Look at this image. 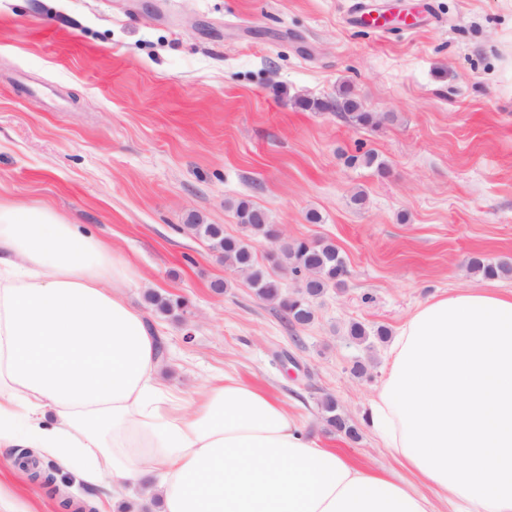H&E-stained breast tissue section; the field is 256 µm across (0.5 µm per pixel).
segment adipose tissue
Wrapping results in <instances>:
<instances>
[{"label":"adipose tissue","mask_w":512,"mask_h":512,"mask_svg":"<svg viewBox=\"0 0 512 512\" xmlns=\"http://www.w3.org/2000/svg\"><path fill=\"white\" fill-rule=\"evenodd\" d=\"M121 257L54 212L0 202V447L34 448L141 512H512V292L454 290L394 337L367 425L402 474L322 447L232 377L159 378Z\"/></svg>","instance_id":"adipose-tissue-1"}]
</instances>
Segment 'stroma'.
Wrapping results in <instances>:
<instances>
[{"mask_svg":"<svg viewBox=\"0 0 512 512\" xmlns=\"http://www.w3.org/2000/svg\"><path fill=\"white\" fill-rule=\"evenodd\" d=\"M416 2L420 18L378 30L351 0H0V201L49 208L124 259L185 398L233 374L325 446L392 472L361 426L389 343L349 325L393 334L444 292L512 291V276L467 268L512 263V0ZM343 91L372 123L299 105ZM365 152L379 167L349 164ZM242 200L344 257L312 324L287 325L187 232L194 211L242 236ZM152 293L184 300L183 316L159 315ZM328 395L357 442L328 430ZM0 479L36 512L97 497L43 459L15 471L0 457ZM468 264L472 273L485 278H495L512 272V267L507 264L491 263L481 257H471Z\"/></svg>","mask_w":512,"mask_h":512,"instance_id":"1","label":"stroma"}]
</instances>
